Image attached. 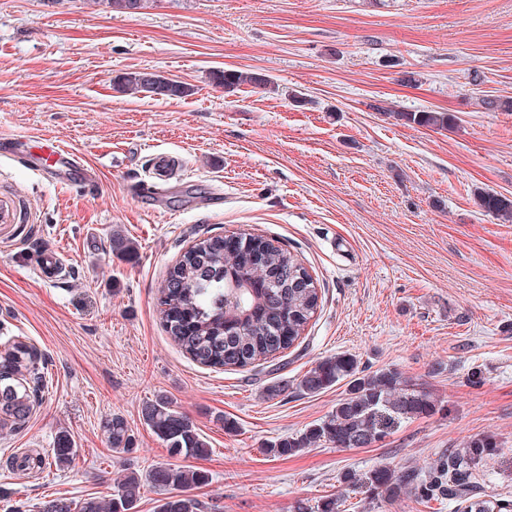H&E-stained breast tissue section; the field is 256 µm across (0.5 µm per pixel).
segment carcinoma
<instances>
[{
    "label": "carcinoma",
    "mask_w": 512,
    "mask_h": 512,
    "mask_svg": "<svg viewBox=\"0 0 512 512\" xmlns=\"http://www.w3.org/2000/svg\"><path fill=\"white\" fill-rule=\"evenodd\" d=\"M211 82L232 94L243 85L274 91L267 74L235 69L216 70ZM118 87L132 94L161 99L184 98L192 89L162 75L125 72ZM395 119L421 127L446 129L451 117L444 111L393 112ZM479 206L504 221H512V198L485 189L477 192ZM303 264L290 251L263 236L238 235L234 241L219 235L202 237L188 248L169 270L159 304L166 332L197 363L214 369L245 368L274 360L298 341L319 302L314 280L288 279L291 269ZM346 382L345 396L319 422L303 432L280 439L267 451L292 456L305 448L328 443L336 448H365L384 440L399 423L430 416L436 400L395 369L367 372L351 354L338 353L315 363L299 379L305 395L319 394ZM46 382L44 365L36 349L14 339L0 350V431H17L29 420L40 386ZM144 424L172 455L204 458L210 448L194 422L172 408L160 395L141 410ZM102 428L111 448L129 452L134 435L127 421L114 414ZM495 436L477 435L463 447L448 452L426 469L396 472L377 467L365 482L372 493L409 494L422 502H448L457 512H512V500L498 494L476 492V471L498 454ZM76 454V443L67 430L55 435L52 458L63 468ZM146 479L165 492L157 512H201L196 498L186 490L209 481L201 470H184L166 464L153 467ZM141 477L132 473L118 484L112 499L96 497L78 501L52 500L44 512H136Z\"/></svg>",
    "instance_id": "obj_1"
}]
</instances>
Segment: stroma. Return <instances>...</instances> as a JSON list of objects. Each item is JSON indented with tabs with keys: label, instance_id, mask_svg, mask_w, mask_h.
<instances>
[{
	"label": "stroma",
	"instance_id": "1",
	"mask_svg": "<svg viewBox=\"0 0 512 512\" xmlns=\"http://www.w3.org/2000/svg\"><path fill=\"white\" fill-rule=\"evenodd\" d=\"M261 71L276 89L224 93L211 71ZM137 70L192 95L117 90ZM512 0H151L137 14L97 0H0V343L19 338L47 362L26 426L0 434V512L52 499H110L129 473L168 463L207 472L202 512H454L343 480L387 466L427 467L476 434L495 435L482 491L512 499V222L476 188L512 198ZM453 115L445 130L399 112ZM48 136L96 174L90 186L38 175L11 144ZM160 183L164 194L141 195ZM122 234L136 253L112 251ZM250 233L308 268L319 305L294 347L241 370L193 361L165 332L157 299L195 240ZM64 271L42 273L41 255ZM355 355L395 368L439 410L367 448L295 456L267 448L335 407L296 384L316 361ZM279 386L269 395V386ZM164 395L211 453L171 455L141 417ZM135 435L117 454L102 430ZM233 430H225V422ZM72 463L47 457L58 430ZM33 453L42 468L12 469ZM102 428L114 451L129 452L134 444V435L127 421L118 414L105 419Z\"/></svg>",
	"mask_w": 512,
	"mask_h": 512
}]
</instances>
